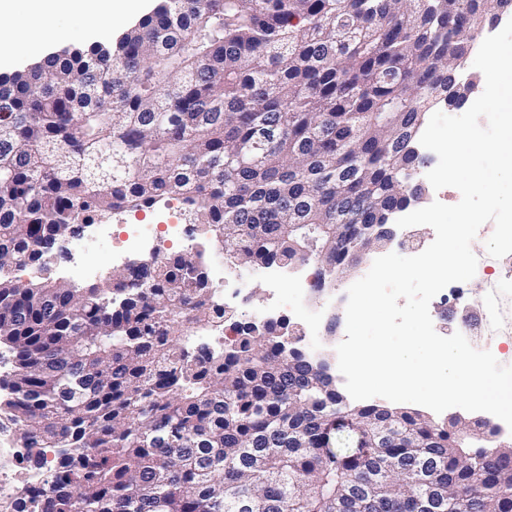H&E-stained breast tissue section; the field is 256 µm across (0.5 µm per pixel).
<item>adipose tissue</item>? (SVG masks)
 <instances>
[{"label": "adipose tissue", "mask_w": 512, "mask_h": 512, "mask_svg": "<svg viewBox=\"0 0 512 512\" xmlns=\"http://www.w3.org/2000/svg\"><path fill=\"white\" fill-rule=\"evenodd\" d=\"M140 7L141 0H0V51L21 43L41 48L64 39L66 32L57 23L63 15L104 33Z\"/></svg>", "instance_id": "1"}]
</instances>
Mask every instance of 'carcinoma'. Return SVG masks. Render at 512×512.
<instances>
[{"label":"carcinoma","instance_id":"carcinoma-1","mask_svg":"<svg viewBox=\"0 0 512 512\" xmlns=\"http://www.w3.org/2000/svg\"><path fill=\"white\" fill-rule=\"evenodd\" d=\"M495 0H159L116 41L0 76V271L174 197L224 259L350 270ZM233 337L196 346L186 324ZM284 321L216 305L204 250L77 288L0 277V430L51 479L0 512H512L499 434L353 403ZM344 417L367 447L337 446Z\"/></svg>","mask_w":512,"mask_h":512}]
</instances>
